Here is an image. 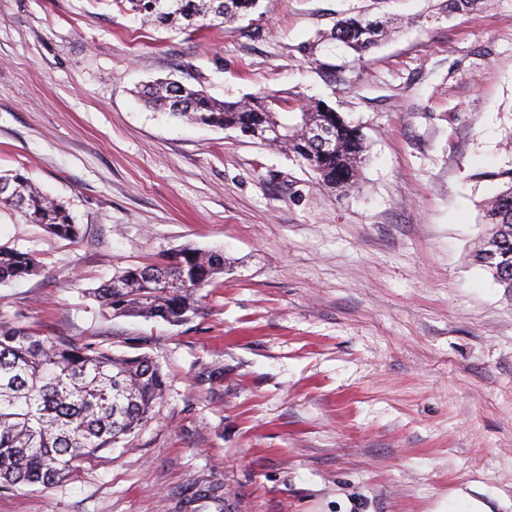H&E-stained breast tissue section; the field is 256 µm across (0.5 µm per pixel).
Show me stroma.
Listing matches in <instances>:
<instances>
[{"label": "stroma", "instance_id": "35a3bbf8", "mask_svg": "<svg viewBox=\"0 0 512 512\" xmlns=\"http://www.w3.org/2000/svg\"><path fill=\"white\" fill-rule=\"evenodd\" d=\"M365 15L390 33L358 55L332 33ZM165 78L327 103L364 135L359 185L145 106ZM511 167L512 0H260L183 33L121 0H0V170L80 226L0 207V247L42 266L0 317L167 380L134 434L52 488L0 487V512H512V290L473 260L483 174ZM184 245L224 253L186 322L103 316L94 289ZM0 184L13 187V193L8 197H0V205L11 207L28 223L40 224L61 239L74 241L79 238L80 228L74 223L67 205L41 192L26 175L0 171Z\"/></svg>", "mask_w": 512, "mask_h": 512}]
</instances>
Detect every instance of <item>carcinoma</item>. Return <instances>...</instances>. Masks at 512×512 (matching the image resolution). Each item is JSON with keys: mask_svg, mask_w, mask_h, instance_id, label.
Wrapping results in <instances>:
<instances>
[{"mask_svg": "<svg viewBox=\"0 0 512 512\" xmlns=\"http://www.w3.org/2000/svg\"><path fill=\"white\" fill-rule=\"evenodd\" d=\"M142 24L155 29L197 31L234 23L258 0H124ZM379 19L349 18L336 24L334 39L363 54L385 37ZM144 102L218 128L255 137L273 117H285L288 103L274 95L224 103L204 90L178 81H159L143 91ZM310 122L288 130L285 146L327 187L346 190L357 182L364 160L361 130L330 107L303 106ZM333 129L336 147L323 151L316 132ZM502 189L484 208L492 231L474 261L512 288V169L488 174ZM0 184L13 187L0 205L18 211L65 240L79 238L67 205L41 192L26 175L0 172ZM41 272L25 251L0 247V284ZM224 272V253L181 247L159 262L132 265L93 292L102 310L178 324L196 312L199 292ZM167 381L147 354L115 355L108 349L42 336L0 320V485L51 488L90 455L112 447L151 420Z\"/></svg>", "mask_w": 512, "mask_h": 512, "instance_id": "obj_1", "label": "carcinoma"}]
</instances>
